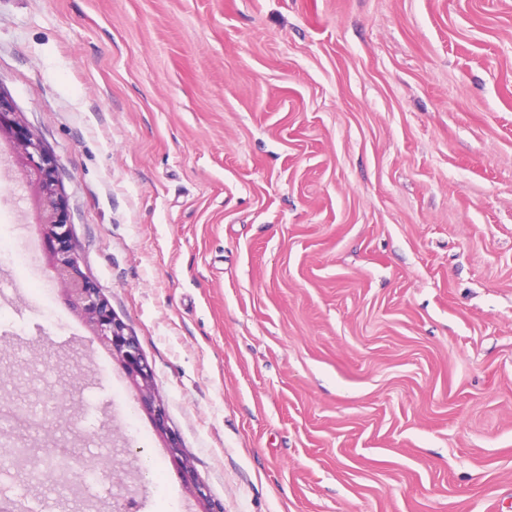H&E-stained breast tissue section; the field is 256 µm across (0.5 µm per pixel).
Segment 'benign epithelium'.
<instances>
[{"label": "benign epithelium", "mask_w": 512, "mask_h": 512, "mask_svg": "<svg viewBox=\"0 0 512 512\" xmlns=\"http://www.w3.org/2000/svg\"><path fill=\"white\" fill-rule=\"evenodd\" d=\"M13 143L15 157L27 182L36 193V224L45 244V255L67 302L92 328L94 336L112 356L129 384L138 393L137 402L152 419L157 431L167 439L172 462L180 469L186 488L198 500L209 501L207 487L183 459L177 439L167 427V413L154 391V374L136 338L112 312L97 285L80 268V255L67 224L65 201L57 177L55 156L35 134L23 129L11 101L0 93V139Z\"/></svg>", "instance_id": "obj_1"}]
</instances>
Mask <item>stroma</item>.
<instances>
[{"mask_svg": "<svg viewBox=\"0 0 512 512\" xmlns=\"http://www.w3.org/2000/svg\"><path fill=\"white\" fill-rule=\"evenodd\" d=\"M0 92L222 512H512V0H0ZM0 247V399L95 465L0 499L202 512L4 140Z\"/></svg>", "mask_w": 512, "mask_h": 512, "instance_id": "35a3bbf8", "label": "stroma"}]
</instances>
